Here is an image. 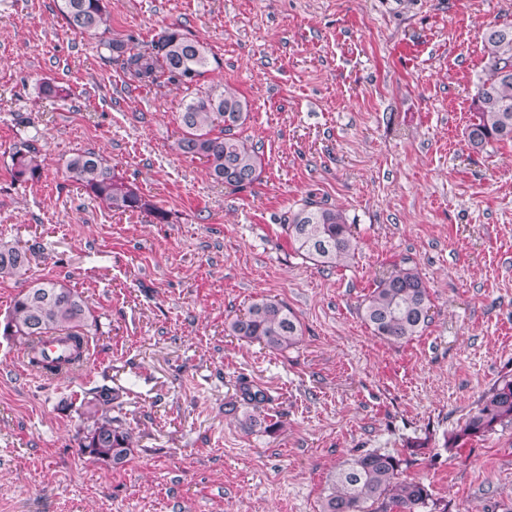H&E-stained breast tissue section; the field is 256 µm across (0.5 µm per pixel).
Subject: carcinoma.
<instances>
[{"label":"carcinoma","instance_id":"cac0c4a2","mask_svg":"<svg viewBox=\"0 0 512 512\" xmlns=\"http://www.w3.org/2000/svg\"><path fill=\"white\" fill-rule=\"evenodd\" d=\"M60 12L70 29L81 34L94 35L107 22L103 0H61ZM481 42L487 70L473 98L476 118L466 132L476 152L512 142V25L487 27ZM108 49L121 59L132 78L157 86L188 88L210 65L204 45L177 29L159 34L147 51L135 49L128 40H114ZM250 112L249 100L229 86L219 94H196L180 113L183 134L176 150L205 161L210 178L217 183L236 188L253 185L260 177L262 161L259 150L243 136ZM10 159L14 180L40 177L38 151L29 141L15 144ZM66 171L115 213L139 211L159 223L167 221L165 211L93 152L73 154L66 161ZM283 229L297 253L322 267L343 266L358 250L345 213L325 203L306 202L284 218ZM33 257L34 248L0 238V277L21 284L3 320V335L25 345L49 335L69 336L82 343L89 326L86 299L58 281L32 280ZM430 309L428 288L416 268L396 265L377 281L363 306V318L375 335L401 342L424 332ZM224 331L271 351L293 347L302 336L300 322L288 306L267 299L252 303L244 314L225 322ZM238 392L247 406L267 401V394L244 378L238 382ZM508 423L512 424V379H503L483 396L460 429L447 437L445 447L459 448L470 437ZM238 424L246 432L269 429L265 419L249 412L243 413ZM79 451L122 467L133 452L132 433L119 420L104 415L87 431ZM430 500L425 484L399 478L395 456L371 451L350 459L332 476L321 512H422Z\"/></svg>","mask_w":512,"mask_h":512}]
</instances>
